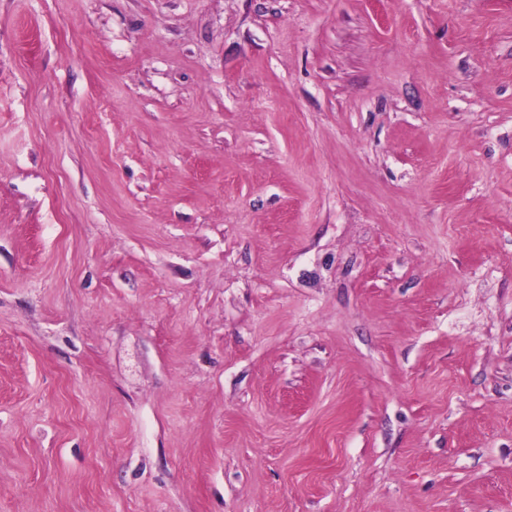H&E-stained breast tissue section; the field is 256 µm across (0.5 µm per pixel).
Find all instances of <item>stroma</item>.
<instances>
[{
    "label": "stroma",
    "mask_w": 512,
    "mask_h": 512,
    "mask_svg": "<svg viewBox=\"0 0 512 512\" xmlns=\"http://www.w3.org/2000/svg\"><path fill=\"white\" fill-rule=\"evenodd\" d=\"M0 512H512V0H0Z\"/></svg>",
    "instance_id": "35a3bbf8"
}]
</instances>
